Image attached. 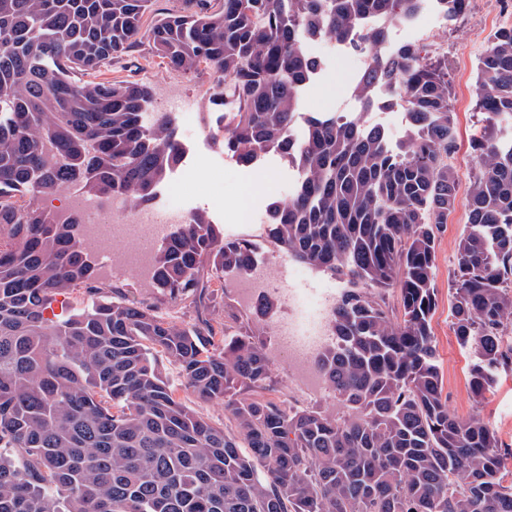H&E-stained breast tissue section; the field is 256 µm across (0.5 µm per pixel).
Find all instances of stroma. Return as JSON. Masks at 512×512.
<instances>
[{"label":"stroma","instance_id":"obj_1","mask_svg":"<svg viewBox=\"0 0 512 512\" xmlns=\"http://www.w3.org/2000/svg\"><path fill=\"white\" fill-rule=\"evenodd\" d=\"M512 26V0H469L466 12L449 21L447 29L437 31L426 42L428 52L448 57V84L457 114L460 148L452 159L459 175V197H466L476 157L469 150V139L480 127L476 103L481 90L476 64L487 46L490 35L499 27ZM360 61L349 56L342 61H327L324 69L303 89V112H333ZM102 80H138L153 88L158 111L170 112L184 148V160L160 186L154 207L182 205L189 212H202L220 225L225 236L252 238L264 236L262 224L244 222L235 204L245 200L251 215L267 213L272 202L288 200L294 194L291 185L293 168L278 152L272 151L250 165L227 156L210 134L218 125V111L208 97L215 81L209 71L189 77L173 75L160 60L153 57L149 44H141L131 54L112 60L97 72ZM467 221L464 207H457L444 227L437 252V309L432 320L439 365L443 375V395L450 410L459 418L480 415L498 435L503 445L512 448V372L501 373L496 384L482 399H474L469 387V349L459 345L451 327L448 296V270ZM100 280L113 291L143 306L157 307L160 313L192 323L194 308L185 303L165 302L155 288L139 275H122L101 270ZM237 278L225 276L223 289L217 290L206 313L212 321H223L228 313H236L235 331L258 335L268 341L271 326L287 317L288 306L274 303L266 315L241 311L236 303L234 287ZM271 395L296 408H330L335 404L332 393L316 396L295 380L286 358L271 356Z\"/></svg>","mask_w":512,"mask_h":512}]
</instances>
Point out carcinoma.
I'll return each instance as SVG.
<instances>
[{
    "label": "carcinoma",
    "mask_w": 512,
    "mask_h": 512,
    "mask_svg": "<svg viewBox=\"0 0 512 512\" xmlns=\"http://www.w3.org/2000/svg\"><path fill=\"white\" fill-rule=\"evenodd\" d=\"M0 0V512H512V448L442 395L432 332L440 233L458 204L448 65L412 44L372 57L354 87L363 111L294 127L318 69L304 43L342 38L367 16L379 45L421 0ZM147 39L175 76L218 75L214 140L240 163L276 151L304 174L271 204L284 256L346 280L335 342L316 371L334 409L287 408L261 392V342L207 319L190 325L100 296L64 320L56 298L99 286L76 211L37 198L75 186L148 205L181 158L174 121L141 81H95ZM480 166L450 272L452 327L471 350L481 398L512 371V26L477 61ZM411 118L392 146L365 126L375 86ZM253 243L195 212L158 249L152 285L205 307L219 275L244 271ZM182 390L224 406L218 426ZM161 365L162 371L168 376L171 383H173L177 388H179V394L182 398H185L188 404L193 405L197 410H199L206 418H208L212 423L217 425H225L229 424L228 420L224 417V406L216 405V404H199L196 400L190 396L186 398V394L180 389V381L178 377V371L176 367L172 364H169L167 361L163 360Z\"/></svg>",
    "instance_id": "1"
}]
</instances>
